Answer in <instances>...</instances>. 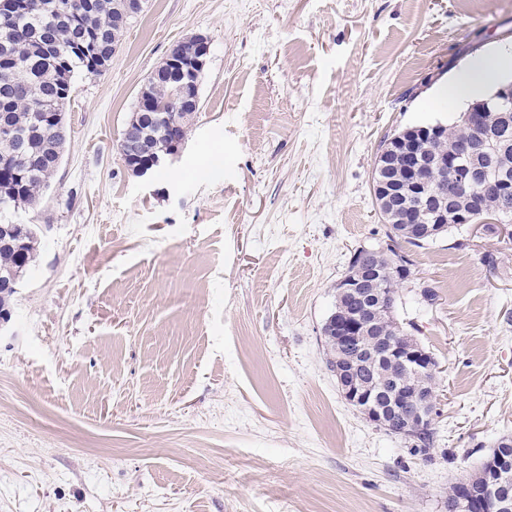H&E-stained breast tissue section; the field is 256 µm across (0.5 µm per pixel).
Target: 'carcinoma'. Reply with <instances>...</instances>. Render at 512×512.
<instances>
[{
    "label": "carcinoma",
    "instance_id": "carcinoma-1",
    "mask_svg": "<svg viewBox=\"0 0 512 512\" xmlns=\"http://www.w3.org/2000/svg\"><path fill=\"white\" fill-rule=\"evenodd\" d=\"M130 20L124 18L120 0H0V127L14 136L0 137V212L19 207L36 209L58 171L66 142L64 109L74 92L78 71L98 75L108 67L104 57L120 45ZM181 77L164 69L147 81L144 98L160 118L145 127L152 155L163 157L179 149L199 106L175 98ZM498 138V156L479 155L475 167L501 166L512 176V124L505 126L489 116ZM477 131L465 121L447 125L445 134L426 147L424 156L446 153L458 142L475 138ZM486 217H512V196L501 198L484 189ZM38 247L37 225L29 224L13 238L0 240V282L20 279L31 267ZM394 262L387 252L366 258L354 252L353 268L363 264ZM401 268L384 282L393 300L408 280L412 261L399 256ZM437 441L428 430L408 440L415 452L427 455Z\"/></svg>",
    "mask_w": 512,
    "mask_h": 512
}]
</instances>
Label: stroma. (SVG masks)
<instances>
[{
	"mask_svg": "<svg viewBox=\"0 0 512 512\" xmlns=\"http://www.w3.org/2000/svg\"><path fill=\"white\" fill-rule=\"evenodd\" d=\"M198 34L188 138L134 176L139 91ZM506 43L512 0H148L75 75L40 207L9 216L40 251L0 327V512H445L512 437V223L405 248L398 312L441 369L429 455L345 400L322 326L386 239L384 140L456 121L441 84ZM390 166L391 164L385 157L380 159L378 162V171L380 176L373 184L376 194L380 195L384 202H393L396 200V197L400 195V190L396 185V180L386 175L385 171Z\"/></svg>",
	"mask_w": 512,
	"mask_h": 512,
	"instance_id": "stroma-1",
	"label": "stroma"
}]
</instances>
